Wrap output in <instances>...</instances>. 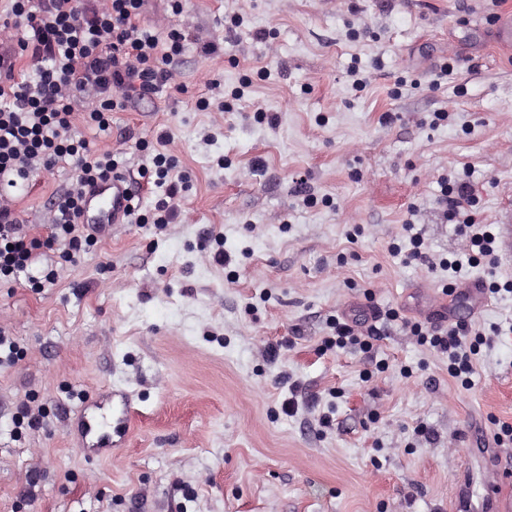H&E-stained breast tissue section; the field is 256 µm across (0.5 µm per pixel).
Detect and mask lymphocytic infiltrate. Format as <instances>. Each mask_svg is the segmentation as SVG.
I'll list each match as a JSON object with an SVG mask.
<instances>
[{"instance_id": "1", "label": "lymphocytic infiltrate", "mask_w": 512, "mask_h": 512, "mask_svg": "<svg viewBox=\"0 0 512 512\" xmlns=\"http://www.w3.org/2000/svg\"><path fill=\"white\" fill-rule=\"evenodd\" d=\"M145 0H104L103 5L78 8L76 0H13L12 17L26 21L16 51L0 53V176L10 185L27 179L31 171L51 169L69 157L78 171L75 182L53 205L50 242H64L72 250L95 242L97 228L76 222L88 187L119 168L111 152L90 148L72 133L77 99H93L100 106L84 113L86 124L105 132L108 114L118 101L114 94L127 89L144 96L167 84L171 68L184 48L186 34L170 30L159 38L138 21ZM30 53L37 76L20 81L15 76L17 53ZM160 193L155 202L158 223H168L175 202L187 191L185 177H173L172 161L164 154L153 159ZM445 216L469 237L473 260L497 266L496 237L490 228L473 231V221L462 216L463 202L471 201L466 179L443 187ZM39 243L26 239L11 200H0V283L27 272L37 259ZM410 331L420 343L446 355L448 370L460 378L472 371L473 347L465 343L472 328L458 322L431 328L412 323Z\"/></svg>"}]
</instances>
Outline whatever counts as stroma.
Wrapping results in <instances>:
<instances>
[{
	"label": "stroma",
	"instance_id": "35a3bbf8",
	"mask_svg": "<svg viewBox=\"0 0 512 512\" xmlns=\"http://www.w3.org/2000/svg\"><path fill=\"white\" fill-rule=\"evenodd\" d=\"M507 12L512 0L178 13L148 0L145 25L189 32L169 82L111 112L108 131L78 116L75 132L136 175L164 153L189 189L164 227L114 226L72 262L54 247L38 260L53 282L0 287V330L23 351L0 365V512H450L465 463L475 487L511 498L512 440L501 472L465 447L512 426V294L471 321L489 337L469 383L408 329L447 323L453 277L435 263L469 245L440 178L470 172L476 223L512 216V48L493 29ZM75 176L68 158L15 192L30 237H48ZM134 186L151 215L155 186ZM414 233L424 257L408 263ZM388 308L400 318L371 350L326 347L331 320ZM107 385L137 411L96 461L70 434L72 405ZM25 407L40 428L21 424Z\"/></svg>",
	"mask_w": 512,
	"mask_h": 512
}]
</instances>
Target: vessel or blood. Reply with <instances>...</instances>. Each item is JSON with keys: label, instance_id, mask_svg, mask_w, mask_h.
I'll return each mask as SVG.
<instances>
[{"label": "vessel or blood", "instance_id": "obj_1", "mask_svg": "<svg viewBox=\"0 0 512 512\" xmlns=\"http://www.w3.org/2000/svg\"><path fill=\"white\" fill-rule=\"evenodd\" d=\"M131 181L127 173H113L110 180L99 183L81 205L79 221L83 224L111 226L130 221ZM467 318L478 317L488 305V293L483 280L465 283ZM131 406L127 395L104 391L95 399H83L75 411L74 439L85 453L103 458L122 446L130 432Z\"/></svg>", "mask_w": 512, "mask_h": 512}]
</instances>
